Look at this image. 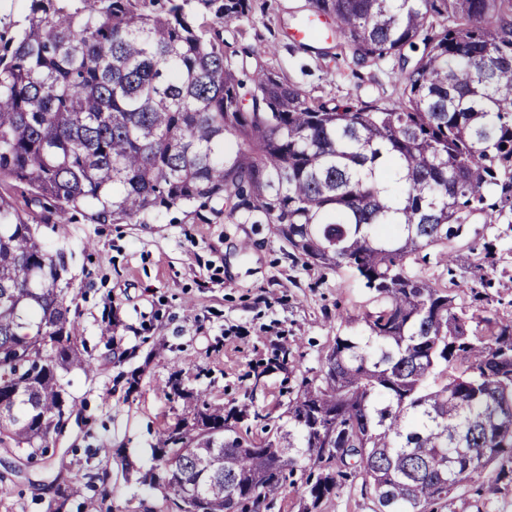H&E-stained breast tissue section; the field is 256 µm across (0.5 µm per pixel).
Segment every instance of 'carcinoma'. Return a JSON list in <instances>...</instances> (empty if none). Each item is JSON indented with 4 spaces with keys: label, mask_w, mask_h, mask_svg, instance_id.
Returning <instances> with one entry per match:
<instances>
[{
    "label": "carcinoma",
    "mask_w": 512,
    "mask_h": 512,
    "mask_svg": "<svg viewBox=\"0 0 512 512\" xmlns=\"http://www.w3.org/2000/svg\"><path fill=\"white\" fill-rule=\"evenodd\" d=\"M0 32V448L46 456L95 370L79 343L65 250L38 227L81 215L137 223L181 206L271 224L307 266L346 267L371 293L364 334L337 331L285 422L185 390L141 486L176 512H271L285 484L321 512L347 483L374 512H435L480 482L512 484V313L415 268L454 260L462 225L512 227V0H306L359 66L398 62L394 107L314 99L198 22L255 0H30ZM42 212L20 218L15 192ZM501 260L495 240L480 266ZM112 512L109 492L57 487L46 512Z\"/></svg>",
    "instance_id": "obj_1"
}]
</instances>
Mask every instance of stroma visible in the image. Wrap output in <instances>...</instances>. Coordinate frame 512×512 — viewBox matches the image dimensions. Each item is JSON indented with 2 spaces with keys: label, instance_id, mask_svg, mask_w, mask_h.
<instances>
[{
  "label": "stroma",
  "instance_id": "35a3bbf8",
  "mask_svg": "<svg viewBox=\"0 0 512 512\" xmlns=\"http://www.w3.org/2000/svg\"><path fill=\"white\" fill-rule=\"evenodd\" d=\"M306 0H255L251 18L238 21L248 42L273 51L271 69L306 94L345 105L360 100L391 104L400 87L391 61L355 68L350 57H316L281 34ZM51 248H66L77 309L78 334L92 348L94 374L71 373L79 423L56 443L46 468L24 469L5 490L10 512H46L57 476L107 473L113 512H172L164 490L128 480L126 464L148 466L158 436L176 421L182 405L164 386L180 374L185 386L216 403L241 401L249 372L268 367L288 346L290 362L269 369L255 388L256 408L280 415L289 389L315 374L336 332H357L359 314L372 303L352 271L305 266L269 224H232L223 214L173 209L138 224H94L77 218L39 229ZM497 237L502 260L488 295L500 312L512 311V230L469 225L454 263L455 287L476 286L474 266L487 238ZM111 324L114 344L100 329ZM141 374L135 393L123 375ZM109 454H101V447ZM512 512V485L486 474L481 492L461 490L438 512Z\"/></svg>",
  "mask_w": 512,
  "mask_h": 512
}]
</instances>
